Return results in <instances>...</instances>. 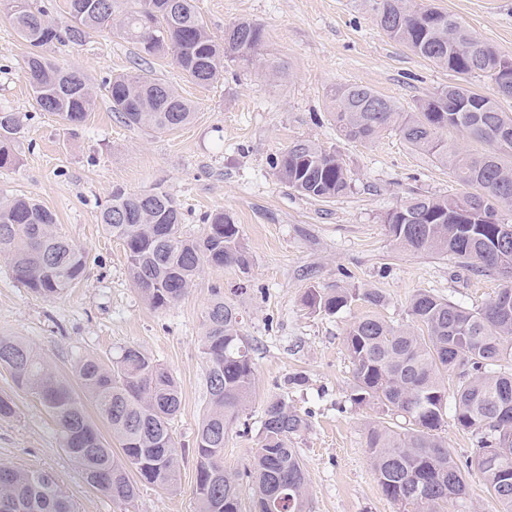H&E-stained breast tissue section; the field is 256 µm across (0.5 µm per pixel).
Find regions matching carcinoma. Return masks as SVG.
Masks as SVG:
<instances>
[{
	"label": "carcinoma",
	"mask_w": 512,
	"mask_h": 512,
	"mask_svg": "<svg viewBox=\"0 0 512 512\" xmlns=\"http://www.w3.org/2000/svg\"><path fill=\"white\" fill-rule=\"evenodd\" d=\"M6 13L28 43L25 69L41 110L69 130L84 125L96 107L97 93L74 66L47 58L44 48L80 45L98 29L116 23L117 32L140 45L136 71L115 76L103 89L113 112L137 128L165 133L191 122L195 106L143 68L151 58L171 63L194 83L206 86L230 63L261 65L283 73V64L263 53V25L242 19L216 42L197 13L194 0H170L152 23L142 22L144 0H67V11L49 18V7L32 8L13 0ZM383 33L415 55L461 76H483L493 84L481 93L465 83H450L406 110L372 88L345 84L333 95L336 127L348 140L368 142L383 132L398 135L410 148L448 169L475 192L416 195L389 212L391 236L416 253L447 254L477 273L495 271L512 292V249L502 248L504 229H512V57L477 39L454 15L420 6L415 0H371ZM21 123L14 112L0 111V168L16 163L13 152ZM464 132L482 145L462 148L450 136ZM277 177L298 194L328 201L346 194L351 172L341 159L308 140H294L271 160ZM104 230L119 240L128 275L153 309L180 301L206 267L249 265L239 228L216 212L206 218L202 236L182 232L184 214L166 190L139 195L112 190L101 211ZM0 256L17 280L33 294L52 300L79 283L85 273L82 248L56 231V217L33 197L0 198ZM362 299L383 303L374 292L311 289L310 307L335 314ZM410 323L393 325L375 316L354 322L345 336L353 366L349 399L373 404L404 419L394 430L377 421L366 427V448L373 475L384 493L404 512H447L467 500L464 465L449 448L442 427L448 399L457 425L475 438L473 461L486 489L512 512V308L494 298L466 308L429 291L408 305ZM235 304L214 291L204 316L202 353L206 359V414L196 434L194 495L198 512H242L243 486L252 495V512H306L309 479L293 440L310 428L309 415L279 396L266 401L261 437L244 472L224 467V441L255 394L252 345L240 329ZM0 367L18 388L32 395L53 416L60 446L83 481L121 504L133 502L138 483L173 492L181 456L172 423L182 404L180 387L169 370L136 346L122 348L110 362L86 355L74 373L81 393L57 375L28 342L0 336ZM456 378L448 390V376ZM91 401L112 430L120 454L104 441L89 418ZM0 512H75L71 498L45 472L0 466Z\"/></svg>",
	"instance_id": "obj_1"
}]
</instances>
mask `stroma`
Returning <instances> with one entry per match:
<instances>
[{"label": "stroma", "mask_w": 512, "mask_h": 512, "mask_svg": "<svg viewBox=\"0 0 512 512\" xmlns=\"http://www.w3.org/2000/svg\"><path fill=\"white\" fill-rule=\"evenodd\" d=\"M458 17L482 41L512 55V0H429ZM214 39L241 18L263 24L267 50L286 71L278 79L236 65L199 86L170 59L151 62L154 77L196 106L191 124L167 133L127 127L105 98L77 133L36 104L24 58L27 45L0 16V110L18 113L15 166L0 169V196L38 199L56 216L58 233L84 248L81 282L60 298L32 294L0 259V336L29 341L71 378L79 357L115 356L137 346L178 382L182 405L172 424L179 449L178 493L141 487L128 505L114 503L80 477L59 445L56 424L33 396L0 367V397L15 414L0 418V465L51 474L76 512H196V463L190 450L206 410L203 317L214 291L233 301L251 341L256 393L229 434L224 465L243 470L258 446L264 404L287 394L310 415L311 427L294 443L310 476L307 512H400L373 476L365 429L379 417L372 405L350 401L352 364L344 336L354 321L374 313L409 323L408 303L421 290L459 305L480 307L504 281L470 271L446 255L401 248L386 213L419 194H462L448 169L416 153L394 133L368 143L340 135L332 117L337 86L366 85L401 107L455 82L454 73L389 40L367 0H194ZM46 56L75 65L94 87L131 72L138 47L102 30L81 45H55ZM297 139L336 154L353 175L352 189L327 202L306 198L281 182L270 165ZM171 193L185 213L184 231L196 237L203 218L218 211L238 225L248 270L206 268L177 304L155 310L132 285L122 244L100 223L113 189ZM371 290L384 302L363 300L327 315L304 302L309 289ZM302 373L303 386L284 389Z\"/></svg>", "instance_id": "1"}]
</instances>
